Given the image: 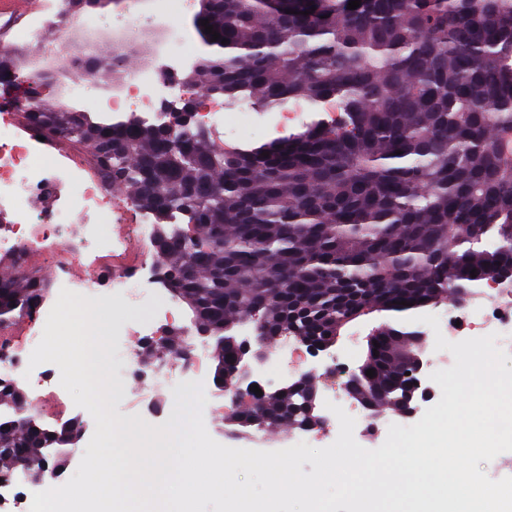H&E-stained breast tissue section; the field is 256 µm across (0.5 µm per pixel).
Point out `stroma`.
<instances>
[{
    "label": "stroma",
    "mask_w": 512,
    "mask_h": 512,
    "mask_svg": "<svg viewBox=\"0 0 512 512\" xmlns=\"http://www.w3.org/2000/svg\"><path fill=\"white\" fill-rule=\"evenodd\" d=\"M166 0H120L119 4H109L83 10L73 27L66 32H59L57 27L45 30L40 41L20 44L14 51L19 58L21 70L34 68L39 59L46 54H54L64 58L65 68L54 72L43 85L40 99L43 108L52 109L57 104L67 103L68 107L77 112L94 114L97 97L109 96L116 90L117 84L111 77L101 76L95 91L86 92L75 87L72 77L78 67L74 62L80 53V42L83 35H91V48L94 56L109 61L120 57L122 71H138L149 69L157 52L165 50L178 37L194 35L192 14H184L177 23L159 29L154 25L167 11ZM133 13L147 20L135 41H121L122 29L115 23L118 15ZM298 117L285 119L283 112H262L252 110L249 122L239 124L238 132L242 145H253L280 138L287 132L299 131L301 126L312 120L313 115L305 105H298ZM101 296L105 302L104 309L112 326L109 337L116 342L112 349V360L116 377L123 381L124 389L115 405L116 412L124 417L140 415L148 423L157 425L168 421L174 407L172 392L162 393L151 404L145 405L134 401V383L126 375V343L125 330L135 326L146 333L157 334L161 326L152 315L153 302L167 303L171 297L163 291H155L153 297L142 296L140 289H133L131 296L116 300L111 290H103ZM382 320L381 315L372 314L350 324L340 336L332 355H319L317 365L328 363L330 358H337L349 368L361 365L366 351V338L372 328ZM213 369H206L204 384L209 398L203 410L205 427L209 435L218 443L233 448L275 451L291 447L298 442H306L315 448L331 445L339 434L338 423H331L321 429L305 432L299 429L281 426L278 428H249L247 433L239 434L224 424L226 408L231 407L230 399L219 396L213 384Z\"/></svg>",
    "instance_id": "1"
}]
</instances>
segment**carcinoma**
<instances>
[{
	"mask_svg": "<svg viewBox=\"0 0 512 512\" xmlns=\"http://www.w3.org/2000/svg\"><path fill=\"white\" fill-rule=\"evenodd\" d=\"M348 3L199 0L194 27L215 52L182 77L264 112L333 100L334 122L226 152L193 122L22 113L44 137L99 145L94 166L153 215L168 287L217 343V379L256 310L264 334L324 340L370 314L444 304L450 289L473 294L512 268V0ZM45 288L0 276V308L27 311ZM421 336L376 327L353 387L364 406L401 410ZM309 395L306 384L255 395L239 417L302 429L317 420ZM77 435L0 416V478Z\"/></svg>",
	"mask_w": 512,
	"mask_h": 512,
	"instance_id": "obj_1",
	"label": "carcinoma"
}]
</instances>
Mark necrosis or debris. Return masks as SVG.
Segmentation results:
<instances>
[{
    "label": "necrosis or debris",
    "instance_id": "necrosis-or-debris-1",
    "mask_svg": "<svg viewBox=\"0 0 512 512\" xmlns=\"http://www.w3.org/2000/svg\"><path fill=\"white\" fill-rule=\"evenodd\" d=\"M62 64L58 57H47L42 72ZM42 72L0 78V255L11 257L20 269L30 259H39L52 271L53 288L84 296L104 286L118 295L133 282L152 288L148 213L139 211L132 198L115 200L86 155L39 140L21 124L20 106L8 91L21 82L38 85ZM182 94L176 76L141 70L120 91L102 100L99 110L116 122L128 112L158 121L163 104H178ZM103 224H117L121 230L105 237L99 232ZM85 259L106 274V281L75 274V266ZM511 299L512 286L483 285L475 296L471 326L499 333L501 349L512 352V313L505 309ZM49 312L43 300L29 316L30 342L13 343L8 331L0 329L1 386L24 381L33 344L40 341ZM206 358V349L194 344L170 358H144L135 346L126 351L141 401L157 397L177 376L199 374Z\"/></svg>",
    "mask_w": 512,
    "mask_h": 512
}]
</instances>
